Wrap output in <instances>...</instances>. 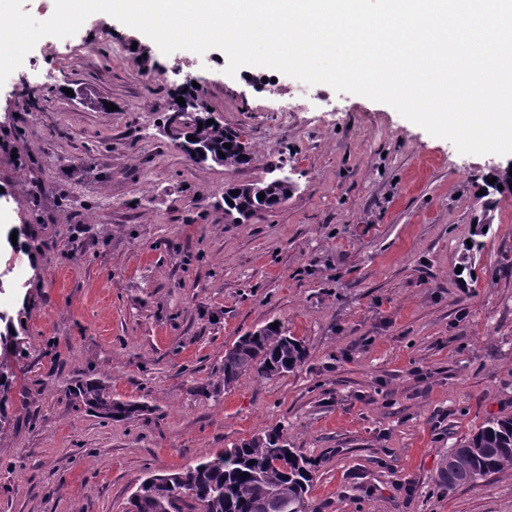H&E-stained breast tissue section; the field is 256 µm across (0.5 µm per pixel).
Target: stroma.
<instances>
[{"label":"stroma","mask_w":512,"mask_h":512,"mask_svg":"<svg viewBox=\"0 0 512 512\" xmlns=\"http://www.w3.org/2000/svg\"><path fill=\"white\" fill-rule=\"evenodd\" d=\"M227 65L96 13L0 86V310L25 321L28 391L0 436V512H127L146 475L272 430L316 461L309 512H512L510 468L438 481L449 449L512 416V189L489 212L480 195L512 154H462L388 105ZM189 76L255 164L197 163L163 134ZM278 163L296 192L225 223V187ZM273 320L304 363L224 388L225 349ZM94 370L147 411L87 412L73 389Z\"/></svg>","instance_id":"35a3bbf8"}]
</instances>
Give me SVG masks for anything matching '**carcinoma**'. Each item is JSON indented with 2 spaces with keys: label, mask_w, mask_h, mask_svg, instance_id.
Masks as SVG:
<instances>
[{
  "label": "carcinoma",
  "mask_w": 512,
  "mask_h": 512,
  "mask_svg": "<svg viewBox=\"0 0 512 512\" xmlns=\"http://www.w3.org/2000/svg\"><path fill=\"white\" fill-rule=\"evenodd\" d=\"M189 141L201 162L246 167L256 154L242 133L207 118L182 124L178 136ZM231 147L226 148L224 144ZM296 191L290 178L274 176L267 181L235 184L224 190V221L240 224L274 209ZM265 198L258 199V194ZM26 356L18 336L0 333V435L11 424L9 397L16 378L15 368ZM301 342L272 323L239 338L224 351L223 381L230 388L251 375L271 379L295 370L305 359ZM75 395L104 420H128L147 410L138 402L112 398L108 375L80 380ZM512 464V418L492 419L472 438L446 455L438 480L450 492L479 478L496 474ZM315 461L298 448L288 447L277 431L256 435L213 458L139 483L132 494L129 512H306ZM247 477H241V474Z\"/></svg>",
  "instance_id": "cac0c4a2"
}]
</instances>
